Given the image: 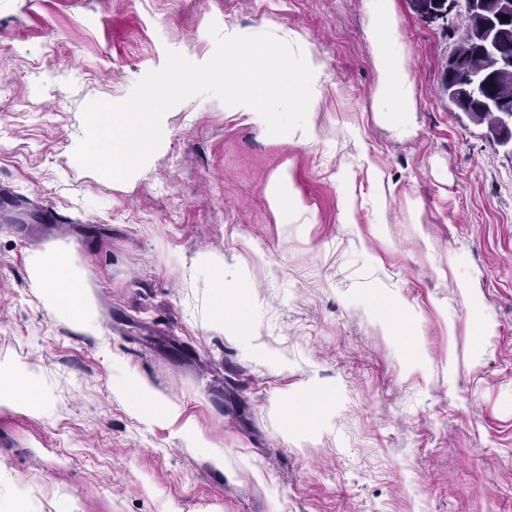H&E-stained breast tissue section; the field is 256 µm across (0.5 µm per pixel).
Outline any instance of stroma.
<instances>
[{
    "label": "stroma",
    "instance_id": "stroma-1",
    "mask_svg": "<svg viewBox=\"0 0 512 512\" xmlns=\"http://www.w3.org/2000/svg\"><path fill=\"white\" fill-rule=\"evenodd\" d=\"M376 6L0 0V361L51 396L42 418L0 408V512L20 485L33 512H512V149L449 101L457 18L423 0H391L413 109L379 97ZM232 30L268 62L291 30L321 59L316 142L236 111L212 66ZM149 95L163 136L144 162L119 181L84 164L89 112ZM283 168L301 202L285 215L265 195ZM53 243L76 245L113 351L223 446V469L135 418L97 340L48 315L27 268ZM208 252L275 358L206 324L207 276L182 267ZM289 389L336 402L301 451L283 425L303 409L273 410Z\"/></svg>",
    "mask_w": 512,
    "mask_h": 512
}]
</instances>
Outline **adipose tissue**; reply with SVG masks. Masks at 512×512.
I'll return each instance as SVG.
<instances>
[{
  "label": "adipose tissue",
  "instance_id": "adipose-tissue-1",
  "mask_svg": "<svg viewBox=\"0 0 512 512\" xmlns=\"http://www.w3.org/2000/svg\"><path fill=\"white\" fill-rule=\"evenodd\" d=\"M374 55L380 73L379 93L393 108L409 111L414 99V81L406 65V55L398 25L390 5H383L373 39ZM296 78L288 85V101L295 104L292 112L279 111L274 100L277 80L267 71L259 75L236 69L224 72L228 81L247 84L246 94L238 101V111L250 115L263 132L285 137L303 144L318 138L316 109L321 96L324 65L311 51L302 50L295 61ZM158 117L148 109L130 112L93 113L88 127L89 165L102 174L120 179L131 168L137 156L148 149L158 135ZM210 270L213 279L207 292L211 300L212 324L221 332L236 335L243 332V322L228 319L224 309L237 306L239 289L224 282V257L205 253L192 257L186 267L189 274ZM28 275L39 289L49 314L69 324L76 331L102 338L103 330L85 269L74 246L51 245L33 252L28 260ZM120 368L113 389L126 402L130 412L145 425L178 421L182 407L170 396L157 391L136 366L111 356ZM50 406L48 392L34 371L17 365L0 364V407L30 416L46 414Z\"/></svg>",
  "mask_w": 512,
  "mask_h": 512
}]
</instances>
